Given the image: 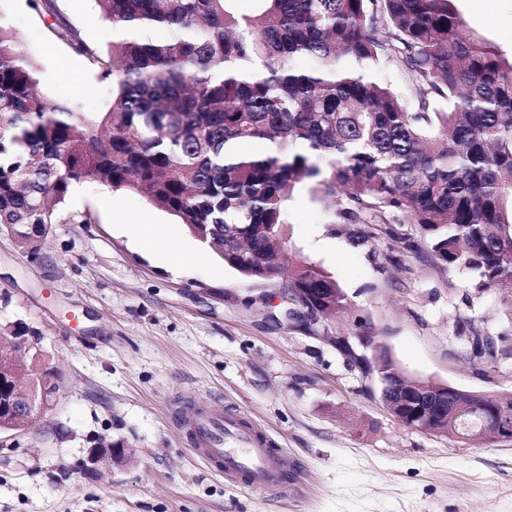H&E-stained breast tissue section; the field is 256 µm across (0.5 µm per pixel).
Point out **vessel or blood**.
<instances>
[{
    "mask_svg": "<svg viewBox=\"0 0 512 512\" xmlns=\"http://www.w3.org/2000/svg\"><path fill=\"white\" fill-rule=\"evenodd\" d=\"M192 451L226 481L275 497L291 469L282 449L272 447L263 433L244 422L241 414L200 406L181 418Z\"/></svg>",
    "mask_w": 512,
    "mask_h": 512,
    "instance_id": "vessel-or-blood-1",
    "label": "vessel or blood"
}]
</instances>
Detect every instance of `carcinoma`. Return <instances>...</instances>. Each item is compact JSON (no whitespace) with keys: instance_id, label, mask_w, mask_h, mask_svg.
Masks as SVG:
<instances>
[{"instance_id":"carcinoma-1","label":"carcinoma","mask_w":512,"mask_h":512,"mask_svg":"<svg viewBox=\"0 0 512 512\" xmlns=\"http://www.w3.org/2000/svg\"><path fill=\"white\" fill-rule=\"evenodd\" d=\"M96 0L112 25L103 53L58 16L54 36L112 86L99 115L37 93L38 68L0 19V232L42 237L69 223L73 183L140 193L244 279L288 278L311 312L347 307L335 280L277 258L287 201L305 185L334 198L344 224L421 227L434 257L467 269L480 289H512V59L476 37L455 0ZM299 57L314 60L296 69ZM401 68L410 104L379 79ZM438 100L446 107H434ZM247 141L265 149L239 151ZM496 342L474 333L468 355ZM14 385L0 351V416ZM490 407L458 415L469 436Z\"/></svg>"}]
</instances>
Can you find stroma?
<instances>
[{"label": "stroma", "instance_id": "1", "mask_svg": "<svg viewBox=\"0 0 512 512\" xmlns=\"http://www.w3.org/2000/svg\"><path fill=\"white\" fill-rule=\"evenodd\" d=\"M56 4L87 43L108 48L95 0ZM455 6L512 55V0ZM0 16L37 61L43 97L109 109L110 86L28 0H0ZM287 207L286 259L317 265L347 297L316 332L188 232L143 248V225L175 220L139 194L72 185L64 208L77 222L51 225L33 256L0 234V336L15 323L34 331L57 385L28 431L0 433V512H512V439L466 443L399 424L333 342L372 336L410 378L510 395L511 358L465 352L474 332L512 343V303L437 261L408 219L391 237L341 224L304 186ZM180 250L196 259L174 275ZM194 404L236 410L288 451L298 475L281 497L224 481L193 455L174 413ZM98 448L125 455L94 469Z\"/></svg>", "mask_w": 512, "mask_h": 512}]
</instances>
